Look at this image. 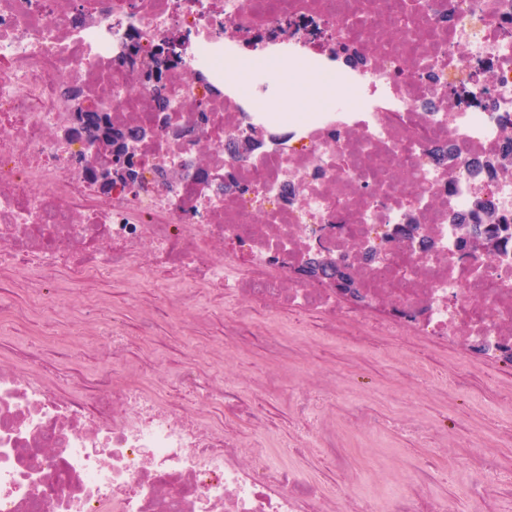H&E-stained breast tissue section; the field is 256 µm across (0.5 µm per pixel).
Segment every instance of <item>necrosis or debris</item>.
Wrapping results in <instances>:
<instances>
[{
	"label": "necrosis or debris",
	"mask_w": 512,
	"mask_h": 512,
	"mask_svg": "<svg viewBox=\"0 0 512 512\" xmlns=\"http://www.w3.org/2000/svg\"><path fill=\"white\" fill-rule=\"evenodd\" d=\"M286 24L303 40L276 38ZM510 27L512 0H0V272H41L24 283L38 299L29 334L54 315L52 274L164 285L175 318L200 286L244 297L240 321L258 305L332 317L340 293L288 270L320 248L354 263L392 331L512 365V261H459L454 221L488 178L512 220V172L482 166L512 130ZM176 34L171 116L204 115L203 143L142 141L139 190L103 189L91 173L110 151L70 135L71 92L137 130L157 113L153 88L117 54L153 55ZM257 53L335 72L336 98L289 113L286 150L240 162L243 134L274 122L231 67ZM160 154L203 178L163 181ZM411 218L433 251L413 240L383 261L360 255ZM57 376L0 361V512H55L43 482L72 512H342L345 493L315 495L270 440L228 432L235 390L190 410L103 371L65 394Z\"/></svg>",
	"instance_id": "1"
}]
</instances>
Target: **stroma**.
<instances>
[{
    "instance_id": "stroma-1",
    "label": "stroma",
    "mask_w": 512,
    "mask_h": 512,
    "mask_svg": "<svg viewBox=\"0 0 512 512\" xmlns=\"http://www.w3.org/2000/svg\"><path fill=\"white\" fill-rule=\"evenodd\" d=\"M160 295L95 282L81 317L48 328L42 359L54 362L58 332L82 369L101 367L97 346L114 343L121 358L110 369L118 385L163 379L170 398L191 408L195 397L180 396L174 384L194 357L200 392L237 388L264 418L258 427L230 417L227 427L245 438L271 427L277 454L323 493L346 482L365 512H384L392 484L419 470L424 495L447 501L452 512H475L485 475L495 471L493 512H512V368L476 352L459 356L423 336H396L382 325L297 312L288 315V335L275 341L268 310L235 322L237 299L208 288L172 320L154 312ZM318 437L340 459L299 458V448Z\"/></svg>"
}]
</instances>
